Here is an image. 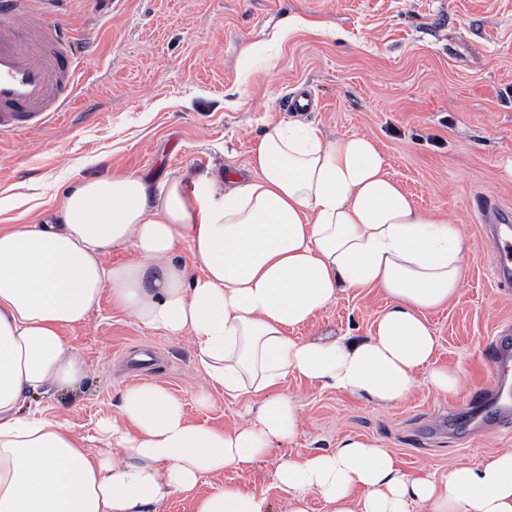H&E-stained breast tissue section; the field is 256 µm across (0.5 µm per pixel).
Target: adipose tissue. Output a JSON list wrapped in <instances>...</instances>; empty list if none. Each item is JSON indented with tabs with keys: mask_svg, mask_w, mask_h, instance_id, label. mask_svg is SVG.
Returning <instances> with one entry per match:
<instances>
[{
	"mask_svg": "<svg viewBox=\"0 0 512 512\" xmlns=\"http://www.w3.org/2000/svg\"><path fill=\"white\" fill-rule=\"evenodd\" d=\"M188 180L107 169L79 175L43 224L0 228V512H161L174 493L227 470L247 472L302 427L299 378L387 407L420 385L448 396L457 369L438 365L428 312L464 284L470 248L444 215L421 213L364 136L272 121L245 163ZM189 248L191 265L178 260ZM127 249L135 260L111 263ZM389 303L364 336L307 340L296 329L349 289ZM110 294L135 324L189 337L210 394L245 400L224 428L189 417L152 383L125 387L119 416L92 448L34 397L77 386L85 364L64 332ZM283 512H512V448L444 474L404 473L377 440L279 464ZM195 512H270L265 493L218 485Z\"/></svg>",
	"mask_w": 512,
	"mask_h": 512,
	"instance_id": "1",
	"label": "adipose tissue"
}]
</instances>
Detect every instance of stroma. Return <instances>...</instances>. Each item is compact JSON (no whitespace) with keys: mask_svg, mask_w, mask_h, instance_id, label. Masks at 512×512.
Masks as SVG:
<instances>
[{"mask_svg":"<svg viewBox=\"0 0 512 512\" xmlns=\"http://www.w3.org/2000/svg\"><path fill=\"white\" fill-rule=\"evenodd\" d=\"M64 10L72 32L97 46L89 90L51 126L0 136L8 217L45 221L44 201L77 174L108 167L191 178L243 168L268 120L295 117L332 138H371L419 209L447 213L471 247L459 296L427 315L437 359L460 367L458 395L418 388L383 408L289 379L285 391L302 406L296 440L247 473L202 478L193 495L169 496L163 512H195L196 498L217 484L248 485L281 512L276 465L348 436L379 440L407 472L442 473L512 448V423L486 433L477 419L448 425L490 390L489 344L512 334V282L494 277L498 255L481 216L491 203L512 212V178L503 171L512 160V0H68ZM287 16L302 24L278 37ZM252 43L269 44V58L244 63ZM302 89L318 107L291 114L285 101ZM385 305L376 290L340 294L300 334L367 335ZM67 336L86 375L42 405L92 447L101 445L100 420L117 413L120 390L142 382L186 399L193 419L231 427L247 418L244 401L220 392L209 407L192 404L203 378L190 340L137 326L110 296Z\"/></svg>","mask_w":512,"mask_h":512,"instance_id":"stroma-1","label":"stroma"}]
</instances>
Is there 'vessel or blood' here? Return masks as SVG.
I'll return each instance as SVG.
<instances>
[{"instance_id":"b4317fda","label":"vessel or blood","mask_w":512,"mask_h":512,"mask_svg":"<svg viewBox=\"0 0 512 512\" xmlns=\"http://www.w3.org/2000/svg\"><path fill=\"white\" fill-rule=\"evenodd\" d=\"M44 0H0V135L41 130L74 103L86 58L67 26L50 20ZM498 276L512 274V239L493 233ZM508 380L498 375L494 391L482 398L484 415L512 417Z\"/></svg>"}]
</instances>
